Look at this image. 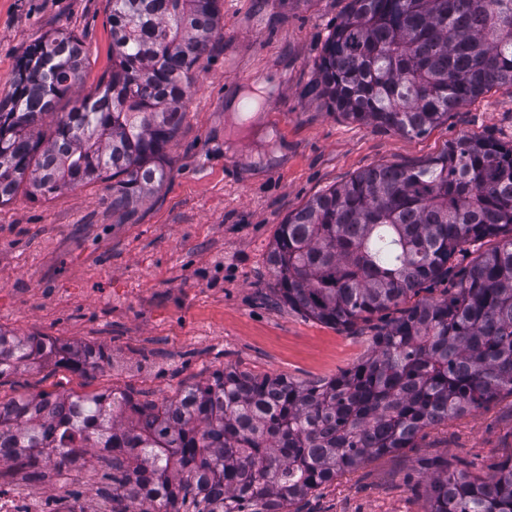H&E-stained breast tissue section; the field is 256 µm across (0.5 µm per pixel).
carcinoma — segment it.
<instances>
[{
  "mask_svg": "<svg viewBox=\"0 0 512 512\" xmlns=\"http://www.w3.org/2000/svg\"><path fill=\"white\" fill-rule=\"evenodd\" d=\"M107 4L102 93L56 111L84 63L74 35H51L19 60L0 103V206L23 185L46 197L105 179L112 208L131 212L165 179L194 66L220 35L219 0ZM503 84L512 0H351L316 72L331 110L407 136ZM460 256L471 260L454 293L385 323L364 361L323 383L226 368L160 406L121 390L0 400V467L20 464L36 481L56 460L90 453L110 469L113 512L127 498L165 512H300L292 506L336 474L512 395V145L460 137L421 167L368 168L279 225L276 291L335 326L431 288ZM39 360L85 372L110 357L0 328V378ZM421 468L427 512H512V458L485 478L440 458Z\"/></svg>",
  "mask_w": 512,
  "mask_h": 512,
  "instance_id": "obj_1",
  "label": "carcinoma"
}]
</instances>
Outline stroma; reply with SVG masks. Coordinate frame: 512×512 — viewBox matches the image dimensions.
<instances>
[{
	"instance_id": "obj_1",
	"label": "stroma",
	"mask_w": 512,
	"mask_h": 512,
	"mask_svg": "<svg viewBox=\"0 0 512 512\" xmlns=\"http://www.w3.org/2000/svg\"><path fill=\"white\" fill-rule=\"evenodd\" d=\"M350 0H221V33L194 69L165 180L127 214L112 184L0 206V329L80 341L110 362L81 374L50 366L0 380V399L112 389L156 403L221 369L326 381L367 358L396 309L344 329L278 300L268 263L279 225L327 189L378 165L419 167L449 141H512V86L492 88L421 136L329 109L315 68ZM83 42L78 84L59 111L112 71L107 0H0V99L32 45ZM258 111L241 114L243 94ZM278 101L273 110L269 101ZM469 462L476 476L512 457V396L427 428L414 447L367 459L311 495L305 512H425L422 460Z\"/></svg>"
}]
</instances>
